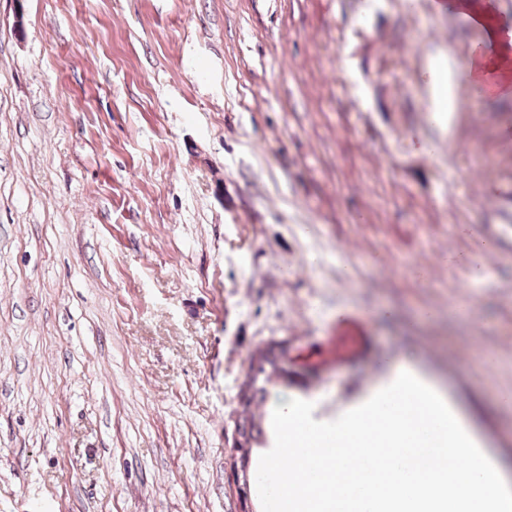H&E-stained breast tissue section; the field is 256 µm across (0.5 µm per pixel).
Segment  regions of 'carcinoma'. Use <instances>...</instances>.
<instances>
[{"mask_svg": "<svg viewBox=\"0 0 512 512\" xmlns=\"http://www.w3.org/2000/svg\"><path fill=\"white\" fill-rule=\"evenodd\" d=\"M274 379L288 380V371L282 367V349L277 343L267 345L252 359L247 379L239 394L240 411L236 420V433L241 454L240 474L236 475V481L242 505L249 499L251 484L256 480L250 463L252 451L268 444L270 425L264 423L256 411L266 401L267 385Z\"/></svg>", "mask_w": 512, "mask_h": 512, "instance_id": "1", "label": "carcinoma"}]
</instances>
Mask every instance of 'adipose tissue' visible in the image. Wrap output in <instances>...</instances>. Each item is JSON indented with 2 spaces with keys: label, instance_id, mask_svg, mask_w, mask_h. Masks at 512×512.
<instances>
[{
  "label": "adipose tissue",
  "instance_id": "adipose-tissue-1",
  "mask_svg": "<svg viewBox=\"0 0 512 512\" xmlns=\"http://www.w3.org/2000/svg\"><path fill=\"white\" fill-rule=\"evenodd\" d=\"M450 7L479 28L494 49L492 56L470 59L467 78L488 95L512 98V30L501 23L493 0H452Z\"/></svg>",
  "mask_w": 512,
  "mask_h": 512
}]
</instances>
